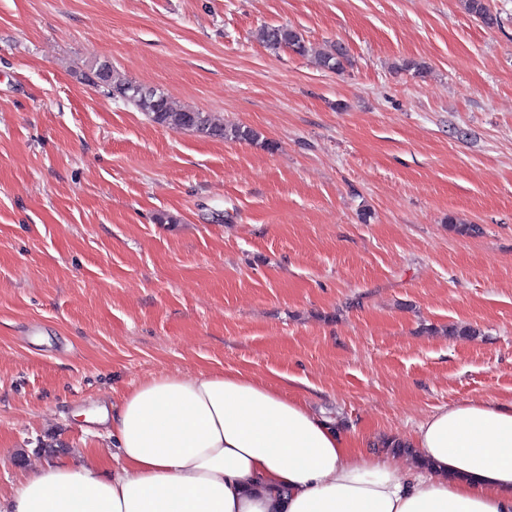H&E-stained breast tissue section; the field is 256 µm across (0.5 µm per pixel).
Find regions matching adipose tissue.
Here are the masks:
<instances>
[{"label":"adipose tissue","mask_w":512,"mask_h":512,"mask_svg":"<svg viewBox=\"0 0 512 512\" xmlns=\"http://www.w3.org/2000/svg\"><path fill=\"white\" fill-rule=\"evenodd\" d=\"M85 417L111 463L39 462L0 512H512V402L435 409L402 441L422 468L239 370L159 372Z\"/></svg>","instance_id":"adipose-tissue-1"}]
</instances>
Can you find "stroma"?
Returning <instances> with one entry per match:
<instances>
[{
    "label": "stroma",
    "mask_w": 512,
    "mask_h": 512,
    "mask_svg": "<svg viewBox=\"0 0 512 512\" xmlns=\"http://www.w3.org/2000/svg\"><path fill=\"white\" fill-rule=\"evenodd\" d=\"M489 5L492 29L461 0H0V492L46 445L108 456L78 410L158 372H248L354 438L512 401ZM278 25L351 66L267 49ZM104 59L261 142L152 123L83 81Z\"/></svg>",
    "instance_id": "1"
}]
</instances>
